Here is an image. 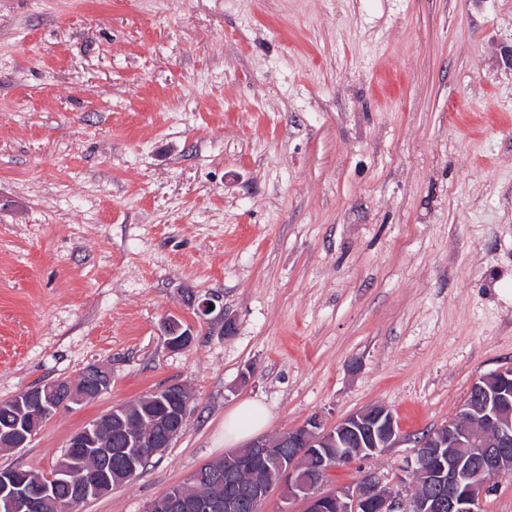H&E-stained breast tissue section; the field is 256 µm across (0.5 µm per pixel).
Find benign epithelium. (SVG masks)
Segmentation results:
<instances>
[{
    "label": "benign epithelium",
    "instance_id": "benign-epithelium-1",
    "mask_svg": "<svg viewBox=\"0 0 512 512\" xmlns=\"http://www.w3.org/2000/svg\"><path fill=\"white\" fill-rule=\"evenodd\" d=\"M168 345L174 350L187 348L193 340L190 326L171 317L163 324ZM84 373L91 377L78 389L69 380H55L32 387L13 398L17 412L12 427H0V448H25L38 427L70 404L82 403L109 389L110 374L99 365H90ZM512 377V369L499 370L471 387L466 401L447 424L413 440L415 448L411 472L422 486L415 498L398 500L391 496L383 478L368 472L360 483L323 489L320 472L310 459L327 448L335 449L334 468L359 459L374 458L395 447L402 435L393 413L384 406H372L356 412L336 425L327 427L319 416L282 434L278 443H286L294 452L280 465V483H288V499L303 504L302 512H482L485 498L492 493L493 482L485 475L512 472V415L499 407L498 380ZM173 384L152 392L150 398L173 393L177 402L145 422L147 415L136 414L121 404L100 416L91 428L71 436L67 443V463L58 482L68 495L54 496L58 509L76 512L92 498L112 489V458L126 464V475L140 474L147 458L162 453L183 430L191 403L189 391ZM94 457L97 465L85 469L82 459ZM29 471L15 467L0 470V512H41L43 499L30 492ZM241 500L188 501L175 494L153 500L146 512H240Z\"/></svg>",
    "mask_w": 512,
    "mask_h": 512
}]
</instances>
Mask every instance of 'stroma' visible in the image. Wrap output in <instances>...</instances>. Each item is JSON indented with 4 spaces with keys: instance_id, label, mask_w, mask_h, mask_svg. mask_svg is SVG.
I'll list each match as a JSON object with an SVG mask.
<instances>
[{
    "instance_id": "stroma-1",
    "label": "stroma",
    "mask_w": 512,
    "mask_h": 512,
    "mask_svg": "<svg viewBox=\"0 0 512 512\" xmlns=\"http://www.w3.org/2000/svg\"><path fill=\"white\" fill-rule=\"evenodd\" d=\"M510 47L512 0H0V401L112 376L0 469L182 384L181 434L81 512H145L245 400L262 437L386 406L406 443L328 485L404 492L410 437L512 368ZM164 333L168 336V345L174 350L187 348L193 340V332L189 325L176 318H168L163 324Z\"/></svg>"
}]
</instances>
